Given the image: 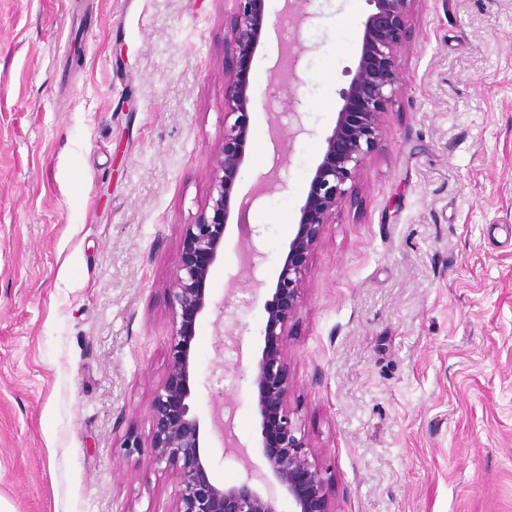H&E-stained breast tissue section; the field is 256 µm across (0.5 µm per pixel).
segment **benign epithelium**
<instances>
[{"instance_id":"1","label":"benign epithelium","mask_w":512,"mask_h":512,"mask_svg":"<svg viewBox=\"0 0 512 512\" xmlns=\"http://www.w3.org/2000/svg\"><path fill=\"white\" fill-rule=\"evenodd\" d=\"M234 2L235 12L224 37V105L236 119L224 129L222 146L209 171L208 202L195 222L185 225L181 236L179 265L170 288L169 369L153 399L150 442L145 446L129 439L125 447L147 463L163 464L175 474L180 493L172 512H282V498L288 499L289 512H341L336 485L317 462L320 449L292 418L288 333L302 306L309 256L320 242L324 225L355 189L401 82L415 0H366L371 11L363 22L357 68L339 92L342 106L335 126L323 140L272 296L264 303L263 348L251 365V397L265 468L256 472L247 449L232 434L231 420L217 417L213 426L224 453L234 455L246 472L241 482L219 485L209 478L207 458L201 452L200 421L191 409L195 389L192 343L196 321L212 303L211 270L224 252L235 182L250 137L249 73L266 28L265 0ZM312 2L289 0L294 25L308 16ZM262 259L258 248L249 245L233 280L246 278L263 285L254 277Z\"/></svg>"}]
</instances>
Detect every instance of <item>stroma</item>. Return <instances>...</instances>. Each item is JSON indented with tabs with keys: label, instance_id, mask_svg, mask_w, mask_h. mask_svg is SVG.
<instances>
[{
	"label": "stroma",
	"instance_id": "1",
	"mask_svg": "<svg viewBox=\"0 0 512 512\" xmlns=\"http://www.w3.org/2000/svg\"><path fill=\"white\" fill-rule=\"evenodd\" d=\"M284 0L249 79L247 195L196 324L192 410L209 475L236 483L211 416L252 447L262 302L357 66L365 0H316L299 83L274 80ZM234 0H0V512H172L149 443L168 370L179 241L208 200ZM302 102L305 134L273 142ZM289 405L342 512H512V0H416L403 77L351 198L309 258ZM262 259L263 254L258 248L254 244L248 245L241 254L239 270L232 280L239 281L242 278H247L251 283H255L258 286L266 285L265 282L258 281L254 277V272Z\"/></svg>",
	"mask_w": 512,
	"mask_h": 512
}]
</instances>
